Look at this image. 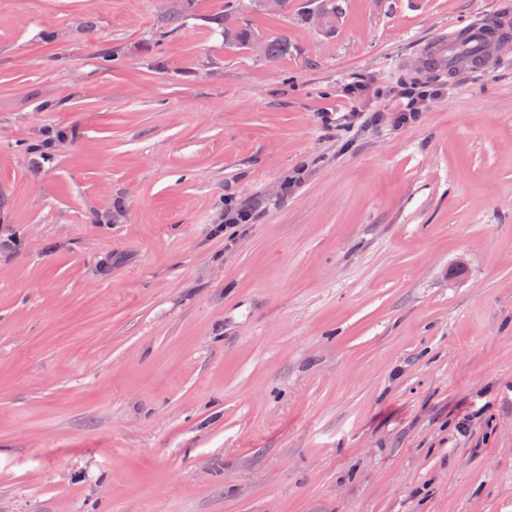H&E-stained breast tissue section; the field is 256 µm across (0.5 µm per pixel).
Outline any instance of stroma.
Returning a JSON list of instances; mask_svg holds the SVG:
<instances>
[{
    "label": "stroma",
    "mask_w": 512,
    "mask_h": 512,
    "mask_svg": "<svg viewBox=\"0 0 512 512\" xmlns=\"http://www.w3.org/2000/svg\"><path fill=\"white\" fill-rule=\"evenodd\" d=\"M225 2L0 0V512H512V0ZM510 35L508 16L484 18L461 29L438 34L429 44L428 51L436 66L455 74L474 69L489 71L498 62L501 36L510 38ZM257 36L247 25H234L230 26L224 20V43L238 45L243 48L250 46L255 42ZM253 52L262 56L271 62H275L288 55L290 50V42L288 35L280 34L263 40V51L260 42H255L252 45ZM442 94L441 88L428 85L414 86L387 108L392 123L403 126L417 122L426 101ZM256 212L257 209L253 207H236L231 204L225 207L224 205V214H221L218 218L217 230H221L224 224V234H226L228 229H235L245 224H252Z\"/></svg>",
    "instance_id": "stroma-1"
}]
</instances>
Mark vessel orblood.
I'll return each mask as SVG.
<instances>
[{"label": "vessel or blood", "mask_w": 512, "mask_h": 512, "mask_svg": "<svg viewBox=\"0 0 512 512\" xmlns=\"http://www.w3.org/2000/svg\"><path fill=\"white\" fill-rule=\"evenodd\" d=\"M512 35V18L501 16L468 23L435 36L428 50L440 69L453 73L488 71L497 63L502 38Z\"/></svg>", "instance_id": "1"}]
</instances>
